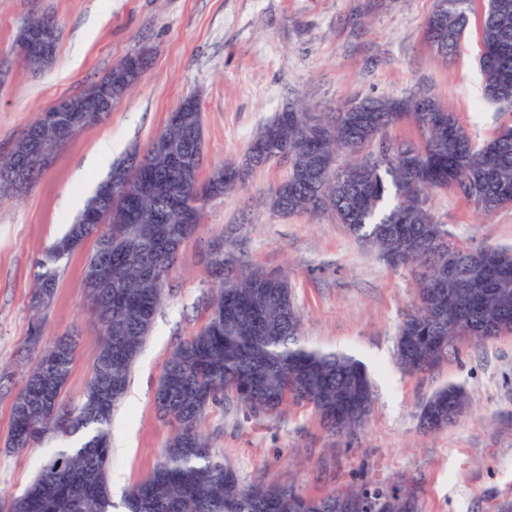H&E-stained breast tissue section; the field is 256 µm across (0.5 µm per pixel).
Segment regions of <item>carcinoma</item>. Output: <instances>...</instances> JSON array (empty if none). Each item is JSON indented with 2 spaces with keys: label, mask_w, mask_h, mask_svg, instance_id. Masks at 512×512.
<instances>
[{
  "label": "carcinoma",
  "mask_w": 512,
  "mask_h": 512,
  "mask_svg": "<svg viewBox=\"0 0 512 512\" xmlns=\"http://www.w3.org/2000/svg\"><path fill=\"white\" fill-rule=\"evenodd\" d=\"M473 0H435L425 22L430 45L450 58L470 25ZM483 97L512 112V0H484L479 21ZM422 110L418 93L390 100L370 98L337 112H312L304 104L280 111L249 144L245 161L213 167L199 183L183 181L163 156L148 172L133 173L125 160L112 165L82 213L97 212L94 224L69 226L37 261L39 272L28 297L29 342L44 335L42 314L51 306L61 264L95 238L83 278L99 264L108 287L89 305L98 314L101 340L81 405L61 399L70 376L75 344L65 336L48 343L27 371L14 397L6 447L33 450L58 434H82L79 445L61 448L44 462L8 512H109L112 497V412L122 401L128 376L148 339L163 301V288L183 243L201 224L204 206L245 184L250 172L288 150L286 179L268 198L281 214L327 215L344 225L379 256L395 254L398 265L416 275L413 309L398 326L396 357L408 373L430 371L456 356L460 344L512 333V290L503 295L507 248H463L453 254L458 279L448 284V252L435 242L448 237L431 194L454 190L486 215L512 206V126H502L481 144L471 140L458 118ZM408 123L418 142L391 140L386 132ZM78 122L66 112L50 139L63 145ZM165 144L204 169L201 113L166 119L145 147ZM26 164L15 153L0 158V175ZM209 316L170 354L156 391L161 415L174 427L151 472L131 486L130 512H352L356 502L391 500V512L408 510L414 492L393 484L364 482L355 489L321 495L290 486L246 485L236 470L210 448L200 425L210 406L235 394L249 409L271 414L287 400L310 405L326 428L351 433L370 416L373 385L366 365L344 352L304 345L292 285L280 272L241 262L224 249L213 266ZM468 403L466 392L449 385L425 402V432L448 428L457 418L448 403Z\"/></svg>",
  "instance_id": "obj_1"
}]
</instances>
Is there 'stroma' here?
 Wrapping results in <instances>:
<instances>
[{
	"label": "stroma",
	"mask_w": 512,
	"mask_h": 512,
	"mask_svg": "<svg viewBox=\"0 0 512 512\" xmlns=\"http://www.w3.org/2000/svg\"><path fill=\"white\" fill-rule=\"evenodd\" d=\"M434 0H0V156L42 112L151 50L144 77L110 116L69 140L36 183L0 200V510L26 489L40 464L69 437L32 451L6 450L11 403L38 352L27 345L35 261L77 215L67 196L88 198L106 169L87 161L113 141V160L140 150L184 98L196 97L204 125V166L241 160L258 128L303 101L321 112L372 97L429 88L474 141L512 121L484 99L480 40L469 29L451 59L425 39ZM58 28L56 62L35 71L11 52L18 29L36 17ZM284 165L256 168L244 188L211 201L200 231L182 246L164 303L112 418V512H126L128 488L144 478L173 433L155 391L176 344L207 320L205 253L221 237L253 264L293 285L301 340L361 359L375 385L372 414L354 436L324 429L311 406L287 401L273 415L225 396L202 429L216 454L248 484L276 482L306 494L348 490L365 480L414 481L422 512H501L512 504V335L464 341L439 369L410 375L395 360L398 325L414 300L410 270L363 248L329 217L283 216L265 198ZM433 211L453 241L512 248V206L483 215L456 192L434 194ZM87 250L64 265L44 341L70 335L76 356L62 393L79 406L94 365L100 324L83 303ZM455 384L469 407L452 427L423 432L421 404Z\"/></svg>",
	"instance_id": "35a3bbf8"
}]
</instances>
